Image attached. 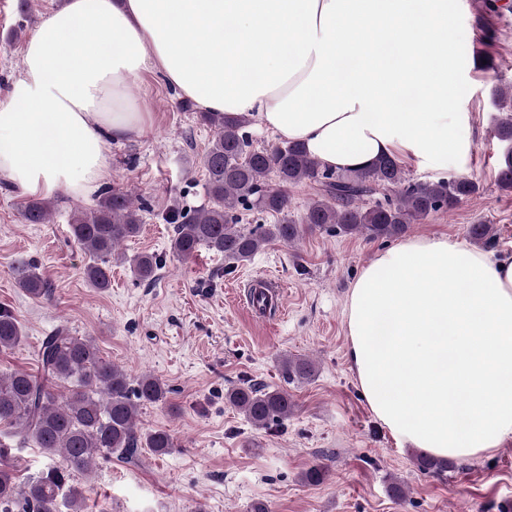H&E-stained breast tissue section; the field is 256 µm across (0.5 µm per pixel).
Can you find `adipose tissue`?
Returning a JSON list of instances; mask_svg holds the SVG:
<instances>
[{
	"mask_svg": "<svg viewBox=\"0 0 512 512\" xmlns=\"http://www.w3.org/2000/svg\"><path fill=\"white\" fill-rule=\"evenodd\" d=\"M450 0H66L27 40L0 100V180L90 198L113 144L147 136L129 87L157 73L198 110L258 114L327 169L387 155L436 171L471 140L448 102ZM374 416L438 458L512 439V252L415 237L379 252L345 307Z\"/></svg>",
	"mask_w": 512,
	"mask_h": 512,
	"instance_id": "adipose-tissue-1",
	"label": "adipose tissue"
}]
</instances>
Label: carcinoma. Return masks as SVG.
Here are the masks:
<instances>
[{
    "label": "carcinoma",
    "instance_id": "cac0c4a2",
    "mask_svg": "<svg viewBox=\"0 0 512 512\" xmlns=\"http://www.w3.org/2000/svg\"><path fill=\"white\" fill-rule=\"evenodd\" d=\"M199 120L216 131L203 156L208 204L197 209H171L165 216L174 225L172 255L192 258L204 247L232 262H245L271 242L291 244L304 230L334 226L348 234L370 238H393L433 213L451 211L464 198L478 192L473 180L461 176L429 182L406 176L396 158L382 157L371 166L350 171L321 167L305 148L296 143L255 149L245 128L247 115L226 120L218 113L202 112ZM496 137L507 144L498 164L497 181L512 188V115L500 120ZM275 177L278 187L268 183ZM320 186V195L310 200L303 217L291 216L288 189L304 182ZM386 191L381 199L375 198ZM247 205L279 216L278 223L246 230L238 224L237 211ZM53 202L28 200L22 216L28 224L48 223ZM143 206L134 205L119 188L103 191L95 207L74 211L70 235L89 256L84 268L87 283L98 290L111 286L112 259L129 264L134 277L149 281L162 261L141 253L128 257L118 247L138 235L143 224ZM18 287L34 298L49 294V281L31 262L13 267ZM24 329L7 310L0 309V351L17 347ZM38 372L14 371L0 376V425L23 446L32 441L44 453L61 459V466L28 482L23 490L14 484V454L0 445V512H83L84 492L65 487L77 474L91 472L98 456L119 454L135 459L140 450L166 454L174 447L164 430L141 433L136 418L142 406L165 401L168 389L155 376H142L131 385L127 373L105 359L97 344L57 328L43 338L37 350ZM281 371L289 383L314 374L305 359L285 358ZM68 383L67 392L59 390ZM227 402L257 429L288 417L294 401L284 389L267 390L255 385L227 390Z\"/></svg>",
    "mask_w": 512,
    "mask_h": 512
}]
</instances>
